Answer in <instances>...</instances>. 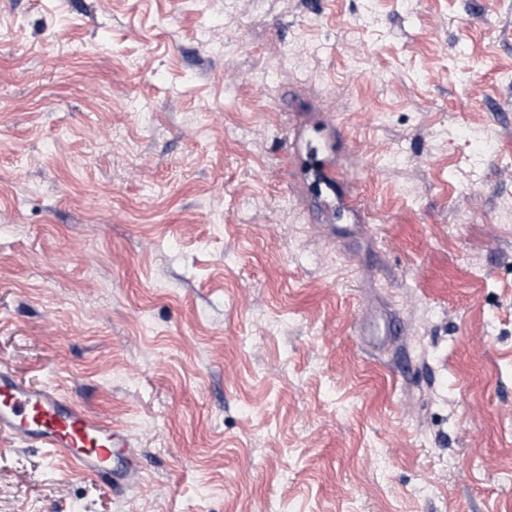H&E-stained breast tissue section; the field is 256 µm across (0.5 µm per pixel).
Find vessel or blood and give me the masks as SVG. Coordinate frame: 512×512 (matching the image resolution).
<instances>
[{"label": "vessel or blood", "instance_id": "vessel-or-blood-1", "mask_svg": "<svg viewBox=\"0 0 512 512\" xmlns=\"http://www.w3.org/2000/svg\"><path fill=\"white\" fill-rule=\"evenodd\" d=\"M0 431L28 448H42L65 460L70 469L90 475L118 490L141 479L132 434L79 406L53 387L32 388L6 366H0ZM126 455L113 470L115 451Z\"/></svg>", "mask_w": 512, "mask_h": 512}]
</instances>
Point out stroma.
I'll return each instance as SVG.
<instances>
[{"label": "stroma", "instance_id": "obj_1", "mask_svg": "<svg viewBox=\"0 0 512 512\" xmlns=\"http://www.w3.org/2000/svg\"><path fill=\"white\" fill-rule=\"evenodd\" d=\"M0 365L142 467L0 512H512V0H0Z\"/></svg>", "mask_w": 512, "mask_h": 512}]
</instances>
